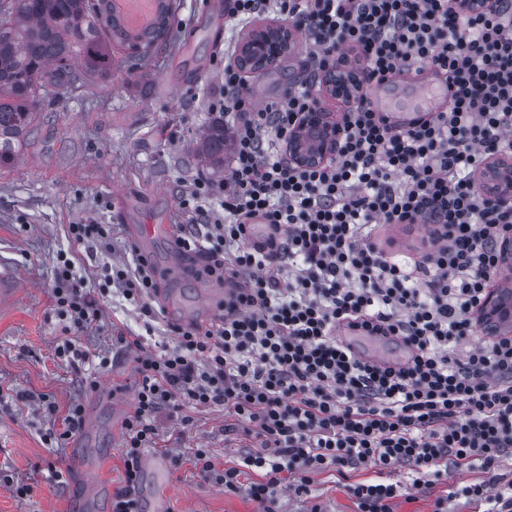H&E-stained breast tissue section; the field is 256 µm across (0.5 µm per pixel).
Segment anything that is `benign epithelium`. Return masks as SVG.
I'll return each instance as SVG.
<instances>
[{
    "label": "benign epithelium",
    "mask_w": 512,
    "mask_h": 512,
    "mask_svg": "<svg viewBox=\"0 0 512 512\" xmlns=\"http://www.w3.org/2000/svg\"><path fill=\"white\" fill-rule=\"evenodd\" d=\"M459 13L474 14L486 10V0H454ZM294 51V31L281 22L261 20L241 39L236 63L242 72L257 77L277 61ZM363 89L361 73L340 60L321 70L313 86L311 107L298 119L288 134L284 149L288 162L297 167L324 164L336 157L345 129L342 114L329 112L324 102L349 103ZM482 187L498 203L512 202V164L492 162L484 172ZM477 324L486 335L512 331V295L498 288L491 292L477 312Z\"/></svg>",
    "instance_id": "1"
}]
</instances>
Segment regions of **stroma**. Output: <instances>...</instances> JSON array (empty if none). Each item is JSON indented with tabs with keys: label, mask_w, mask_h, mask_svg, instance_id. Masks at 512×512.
<instances>
[{
	"label": "stroma",
	"mask_w": 512,
	"mask_h": 512,
	"mask_svg": "<svg viewBox=\"0 0 512 512\" xmlns=\"http://www.w3.org/2000/svg\"><path fill=\"white\" fill-rule=\"evenodd\" d=\"M174 3L165 50L134 67L125 50L114 48L111 80L46 107L22 150L0 164V261L19 273L17 295L0 301V473L29 487L20 498L0 486V512H111L112 493L123 477L122 423L135 403V355H114L111 366L96 374L93 390L81 387V371L57 359L55 348L64 337L51 300L57 254H72L103 306L104 329L79 337L89 348L106 350L109 327L128 336L145 332L142 316L99 273L104 263L131 261L135 250L151 259L166 282L167 306L160 316L168 327L166 341L174 340V327L210 319L207 307L219 282L201 275L194 257L177 256L174 238L144 241L136 230L174 223L181 182L202 172L222 176V169L200 164L189 145L211 119L202 102L222 88L225 45H238L251 25L227 26L224 0ZM304 52V43H297L274 68L250 78L255 97L273 98L300 84L307 75ZM73 224L111 225V254L74 248ZM32 392L50 396L61 413L81 402L92 425L55 450L44 438L46 422L26 399ZM193 418L183 433L163 422L155 449L168 461V512H255L244 493L201 480L189 457L192 449L208 448L233 466L255 450L256 440H225L223 409L197 411ZM49 461L62 481L45 471ZM88 479L99 487L90 499L82 493Z\"/></svg>",
	"instance_id": "35a3bbf8"
}]
</instances>
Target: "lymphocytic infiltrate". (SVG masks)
Wrapping results in <instances>:
<instances>
[{
  "instance_id": "obj_1",
  "label": "lymphocytic infiltrate",
  "mask_w": 512,
  "mask_h": 512,
  "mask_svg": "<svg viewBox=\"0 0 512 512\" xmlns=\"http://www.w3.org/2000/svg\"><path fill=\"white\" fill-rule=\"evenodd\" d=\"M273 14L305 36V65L319 72L333 55L353 57L370 83L429 69L452 91L447 110L397 130L369 96L348 104L335 159L313 168L288 163L280 146L312 104L302 83L262 102L224 51V90L208 110L232 142L224 176L182 184L176 244L203 257L224 282V312L205 328L178 330L174 347L148 350L140 338L136 405L123 422L124 479L112 512H142L145 449L162 420L181 427L191 411L223 408L225 436L260 449L224 466L210 449L191 454L198 475L244 492L274 512L277 489L309 494L312 475L346 483L356 512H393L444 468L466 473L432 512L463 497L485 512H512V336H483L475 314L498 270L496 241L512 206L489 201L476 175L491 156L512 157V0L462 18L453 0H225L237 25ZM419 224L430 246L395 261L378 244L380 226ZM263 234H256V227ZM104 277L136 304L153 332L158 283L151 263L104 264ZM54 307L66 330L100 322L94 292L82 288L67 254L56 257ZM398 342L394 366L363 357L340 326ZM32 402L60 418L47 438L64 447L84 421L82 404L64 416L45 395ZM373 469L355 482L353 472ZM401 472V480L387 476Z\"/></svg>"
}]
</instances>
